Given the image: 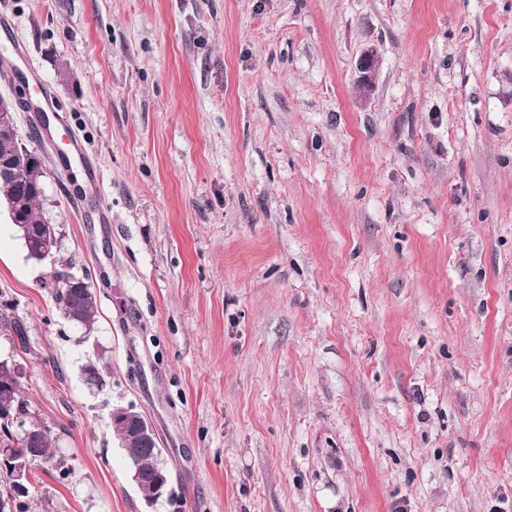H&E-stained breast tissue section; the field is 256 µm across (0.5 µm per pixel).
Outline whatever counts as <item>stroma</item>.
Wrapping results in <instances>:
<instances>
[{"label": "stroma", "instance_id": "35a3bbf8", "mask_svg": "<svg viewBox=\"0 0 512 512\" xmlns=\"http://www.w3.org/2000/svg\"><path fill=\"white\" fill-rule=\"evenodd\" d=\"M31 69L102 191L18 110L63 241L0 207V354L56 453L28 512H512V0H0V94ZM358 77L354 88L361 100H366L378 78V53L370 48L362 52L357 61ZM67 148L63 150L62 158L70 161V159L76 154L79 159L80 155L83 156L84 163L86 165L87 170V182L88 188L92 192H100L101 182L98 178L97 168L90 161L89 156L84 152V149L79 141L78 136L75 133H72L68 137V142L66 143ZM65 273L55 274L54 294L58 309L63 316L77 328L85 331V336L90 334L95 324V301L91 292V287L83 277L70 275L65 282L68 288H73L68 292L64 291L61 285V276ZM85 287V288H83ZM110 418L113 426L118 423L123 429L121 447L131 468L133 480L134 476L139 478L138 489L145 496L153 495L156 472L165 469L164 463L160 459L161 449L154 448V453L151 455L143 452L129 454L124 449L141 451L150 448L156 438L153 427L147 421L142 420L140 416H128L122 407L113 409Z\"/></svg>", "mask_w": 512, "mask_h": 512}]
</instances>
